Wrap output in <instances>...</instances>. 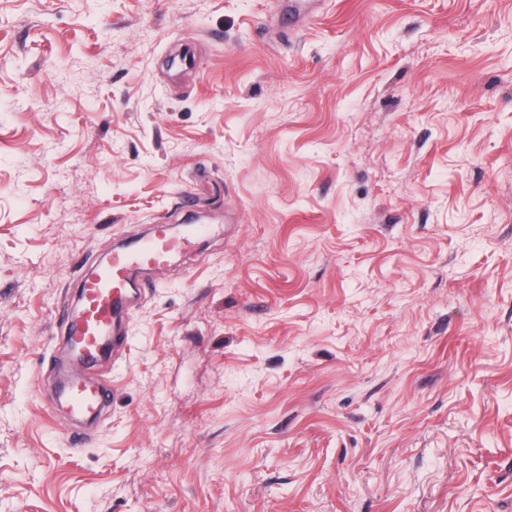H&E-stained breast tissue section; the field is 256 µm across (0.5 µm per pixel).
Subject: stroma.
Here are the masks:
<instances>
[{
  "mask_svg": "<svg viewBox=\"0 0 512 512\" xmlns=\"http://www.w3.org/2000/svg\"><path fill=\"white\" fill-rule=\"evenodd\" d=\"M0 0V512H512V0ZM203 224L52 398L81 273ZM110 398V389L100 380L82 373H74L67 380L65 401L69 413L76 419L100 415L109 406Z\"/></svg>",
  "mask_w": 512,
  "mask_h": 512,
  "instance_id": "1",
  "label": "stroma"
}]
</instances>
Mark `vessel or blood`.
Masks as SVG:
<instances>
[{
	"label": "vessel or blood",
	"mask_w": 512,
	"mask_h": 512,
	"mask_svg": "<svg viewBox=\"0 0 512 512\" xmlns=\"http://www.w3.org/2000/svg\"><path fill=\"white\" fill-rule=\"evenodd\" d=\"M194 243L193 234L173 237L165 224H156L149 236L131 249L112 253L106 264L80 283L81 318L73 343L85 363L98 361L104 342L120 349L124 338L119 331L123 315L129 314V283L133 272L165 266L170 255L185 251ZM111 393L100 380L72 374L66 383L65 401L72 417L85 419L100 415L109 405Z\"/></svg>",
	"instance_id": "b4317fda"
}]
</instances>
